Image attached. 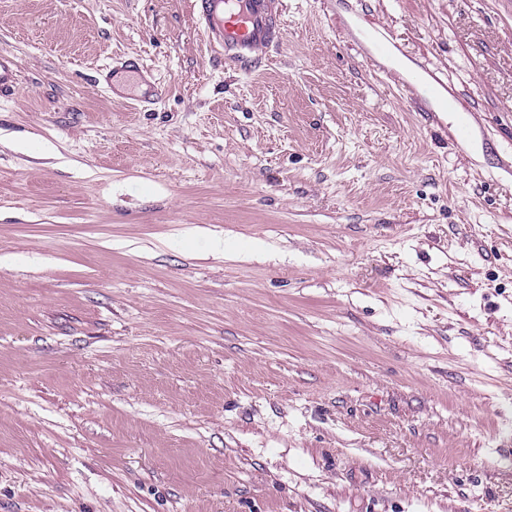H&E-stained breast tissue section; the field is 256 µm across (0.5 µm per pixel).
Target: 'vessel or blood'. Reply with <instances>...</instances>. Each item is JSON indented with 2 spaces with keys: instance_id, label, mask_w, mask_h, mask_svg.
Instances as JSON below:
<instances>
[{
  "instance_id": "1",
  "label": "vessel or blood",
  "mask_w": 512,
  "mask_h": 512,
  "mask_svg": "<svg viewBox=\"0 0 512 512\" xmlns=\"http://www.w3.org/2000/svg\"><path fill=\"white\" fill-rule=\"evenodd\" d=\"M197 8L210 44L239 64H251L256 51L279 36L275 0H197Z\"/></svg>"
}]
</instances>
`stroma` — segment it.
Returning <instances> with one entry per match:
<instances>
[{
  "label": "stroma",
  "instance_id": "1",
  "mask_svg": "<svg viewBox=\"0 0 512 512\" xmlns=\"http://www.w3.org/2000/svg\"><path fill=\"white\" fill-rule=\"evenodd\" d=\"M195 2L0 0V512H512V0ZM275 0H197L198 17L210 44L226 59L249 65L255 52L279 36ZM436 98L440 100V105L442 108L446 109L448 111V107L451 110V112H457V120L455 124V136L456 138L465 140L469 138L473 132V125L470 120L471 111L464 109V110H456L454 108L453 103L448 104V97L447 96H439L436 95Z\"/></svg>",
  "mask_w": 512,
  "mask_h": 512
}]
</instances>
